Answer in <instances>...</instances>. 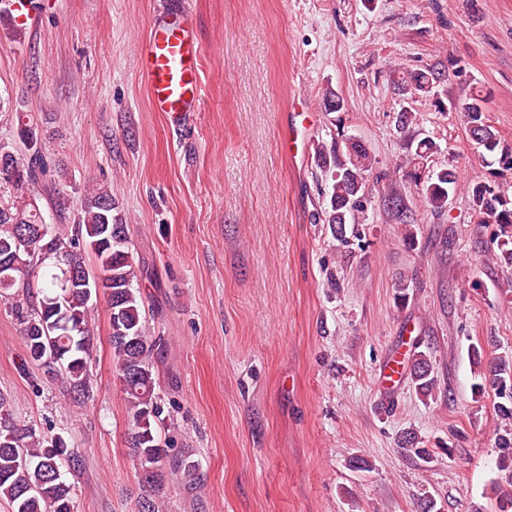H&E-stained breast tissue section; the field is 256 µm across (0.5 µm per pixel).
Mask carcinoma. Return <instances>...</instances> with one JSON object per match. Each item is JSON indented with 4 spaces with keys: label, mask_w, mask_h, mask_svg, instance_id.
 I'll return each instance as SVG.
<instances>
[{
    "label": "carcinoma",
    "mask_w": 512,
    "mask_h": 512,
    "mask_svg": "<svg viewBox=\"0 0 512 512\" xmlns=\"http://www.w3.org/2000/svg\"><path fill=\"white\" fill-rule=\"evenodd\" d=\"M446 71L435 68L404 70L393 75V84L421 96H429L437 79ZM486 96L477 91L454 107L461 113L466 130L474 132L475 155L484 163L493 157L505 170H512V145L502 141L486 116ZM436 144L420 139L413 153V170L408 178L420 201L434 212L448 206V194L455 189L454 172L442 168L424 175ZM8 167L0 168V192H13L0 199V260H11L18 268L12 278L0 277V292L21 288L22 300L12 306L24 342V363L40 366L38 355L51 351L56 360L50 368L67 391L79 396L88 392L90 368L94 359L90 309L92 294L80 282L87 273L106 282L111 329L112 356L116 378L130 407L129 445L139 469V482L147 493L138 500V512H159L153 495L169 481L187 489L201 482L198 464L185 453L175 456L163 447L158 431L161 407L155 393V378L150 355L156 341L147 335L146 313L140 288L134 286L137 271L129 248L125 224L112 190L94 188L87 193L77 221L76 237H63L48 230L32 196L46 175L47 167L38 147L26 153L0 145ZM316 165L330 174L331 193L326 221L333 234L341 238L346 224L355 221V211L372 192L369 175L372 155L362 143L334 136L330 143L316 146ZM476 212L497 224L500 262L512 266V199L490 181L472 185ZM40 225L50 238L67 246L64 255H31L36 242H24L25 229ZM409 375L417 393L432 396L437 379L432 376L430 360L416 351L410 360ZM472 393L477 398L492 392L512 403V360L501 357L479 369ZM410 457L429 462L428 449L419 447L416 436L407 433L400 441ZM500 449L498 468L512 473V429L497 434ZM77 462L74 449L61 435L45 437L20 426L9 410L7 397L0 393V499L11 512H76L71 487L62 479V468Z\"/></svg>",
    "instance_id": "cac0c4a2"
}]
</instances>
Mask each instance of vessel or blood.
<instances>
[{
    "instance_id": "1",
    "label": "vessel or blood",
    "mask_w": 512,
    "mask_h": 512,
    "mask_svg": "<svg viewBox=\"0 0 512 512\" xmlns=\"http://www.w3.org/2000/svg\"><path fill=\"white\" fill-rule=\"evenodd\" d=\"M0 11L16 26H34L27 0H0ZM203 49L194 38L184 0H163L139 52V72L152 111L174 126L185 124L201 100ZM405 355L395 353L382 368L379 383L391 389L404 372Z\"/></svg>"
}]
</instances>
